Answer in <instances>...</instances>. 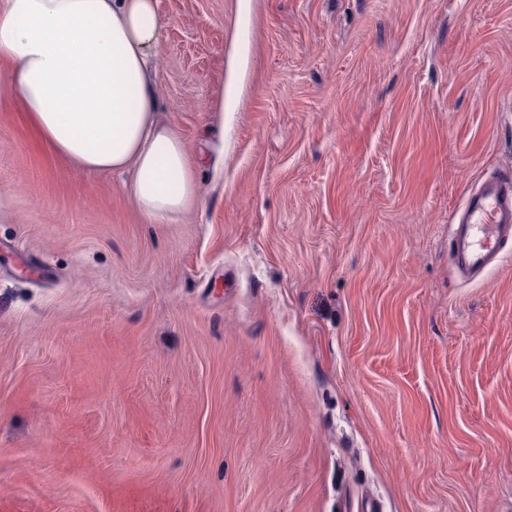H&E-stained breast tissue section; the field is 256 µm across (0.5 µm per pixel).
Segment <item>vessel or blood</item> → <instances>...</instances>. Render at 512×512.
Masks as SVG:
<instances>
[{
	"mask_svg": "<svg viewBox=\"0 0 512 512\" xmlns=\"http://www.w3.org/2000/svg\"><path fill=\"white\" fill-rule=\"evenodd\" d=\"M451 264L471 279L501 263L512 241V171L486 174L455 211Z\"/></svg>",
	"mask_w": 512,
	"mask_h": 512,
	"instance_id": "obj_1",
	"label": "vessel or blood"
}]
</instances>
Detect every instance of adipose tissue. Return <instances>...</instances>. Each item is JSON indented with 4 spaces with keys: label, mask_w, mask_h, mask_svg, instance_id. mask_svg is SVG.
Masks as SVG:
<instances>
[{
    "label": "adipose tissue",
    "mask_w": 512,
    "mask_h": 512,
    "mask_svg": "<svg viewBox=\"0 0 512 512\" xmlns=\"http://www.w3.org/2000/svg\"><path fill=\"white\" fill-rule=\"evenodd\" d=\"M162 31L157 0H0V66L29 120L64 159L130 173L151 221L196 193L185 144L157 114Z\"/></svg>",
    "instance_id": "adipose-tissue-1"
}]
</instances>
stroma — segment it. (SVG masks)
Listing matches in <instances>:
<instances>
[{"mask_svg": "<svg viewBox=\"0 0 512 512\" xmlns=\"http://www.w3.org/2000/svg\"><path fill=\"white\" fill-rule=\"evenodd\" d=\"M197 198L57 156L0 70V512H512V0H158ZM451 264L473 279L501 263L512 240V171L487 173L455 211Z\"/></svg>", "mask_w": 512, "mask_h": 512, "instance_id": "1", "label": "stroma"}]
</instances>
